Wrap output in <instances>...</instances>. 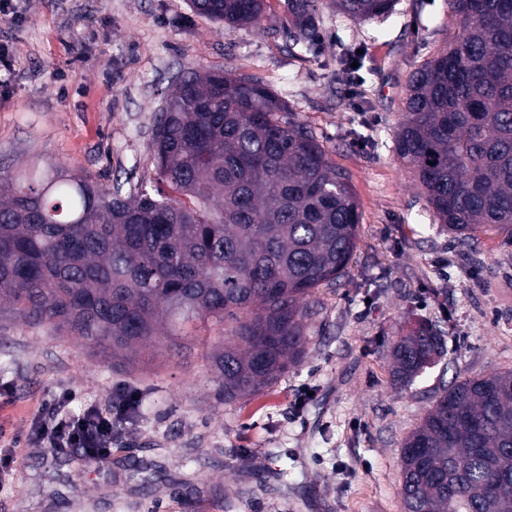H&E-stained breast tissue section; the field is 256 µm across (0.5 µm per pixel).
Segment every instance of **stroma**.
Masks as SVG:
<instances>
[{
  "instance_id": "1",
  "label": "stroma",
  "mask_w": 512,
  "mask_h": 512,
  "mask_svg": "<svg viewBox=\"0 0 512 512\" xmlns=\"http://www.w3.org/2000/svg\"><path fill=\"white\" fill-rule=\"evenodd\" d=\"M0 22V170L64 166L100 182L155 179L152 116L175 74L223 68L286 103L346 172L359 236L349 271L318 289L306 356L259 394L227 403L198 354L139 347L131 367L79 337L0 318V512H403L400 450L456 378L512 370V241L458 242L394 150L411 72L457 29L448 0H397L387 18L322 9L313 48L286 47V0L232 28L188 0H20ZM446 352L399 389L390 350L418 320ZM134 390L110 456L27 442L46 402L81 412ZM154 473L142 488L132 471ZM194 493L177 495L179 482Z\"/></svg>"
}]
</instances>
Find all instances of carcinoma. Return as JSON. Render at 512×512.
<instances>
[{
    "instance_id": "carcinoma-1",
    "label": "carcinoma",
    "mask_w": 512,
    "mask_h": 512,
    "mask_svg": "<svg viewBox=\"0 0 512 512\" xmlns=\"http://www.w3.org/2000/svg\"><path fill=\"white\" fill-rule=\"evenodd\" d=\"M354 20L396 0H329ZM458 30L409 77L395 150L459 241L512 238V0H448ZM228 26H260L263 0H191ZM323 0H288L285 42L310 49ZM259 80L187 70L153 116L158 184L30 166L0 172V303L8 317L81 337L94 355L166 339L211 361L232 403L306 353L315 290L353 257L347 175ZM224 327L218 348L205 332ZM445 349L425 320L391 349L410 387ZM404 512H512V370L457 380L400 452Z\"/></svg>"
}]
</instances>
